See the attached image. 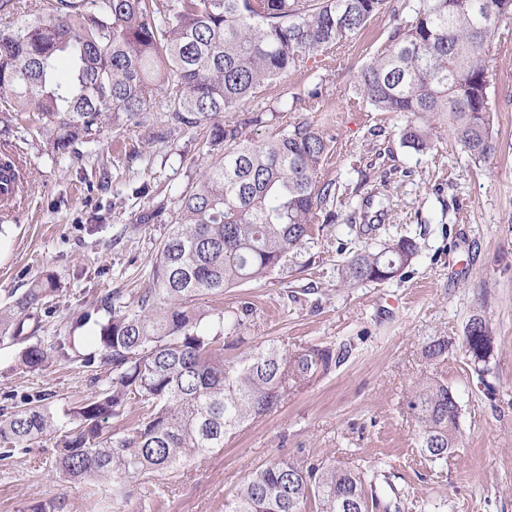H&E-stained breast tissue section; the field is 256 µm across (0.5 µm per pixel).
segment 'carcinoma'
<instances>
[{
  "instance_id": "1",
  "label": "carcinoma",
  "mask_w": 512,
  "mask_h": 512,
  "mask_svg": "<svg viewBox=\"0 0 512 512\" xmlns=\"http://www.w3.org/2000/svg\"><path fill=\"white\" fill-rule=\"evenodd\" d=\"M392 23L381 45L352 74L349 105L361 112L406 117L404 146L435 149L430 118L448 115L460 152L476 164L496 152L488 105L493 73L490 42L512 0H0V112L47 137L61 160L80 156L105 133L139 126L144 114L166 112L178 131L207 128L222 154L177 200L175 219L148 271L147 288L124 300L98 295L97 354L112 379L57 424L42 404L0 414V461L57 435L49 468L74 482L131 480L112 496V512L158 510L164 491L152 478L187 458L224 447L226 436L269 412L291 379L327 372L344 351L308 348L290 354L262 341L236 359L224 346L243 319L201 301L263 279L316 239L321 216L334 217L335 183L321 171L331 140L302 120L272 127L261 140L217 117L237 112L281 85L310 59L334 62L339 50L381 13ZM325 79L292 98L277 94L281 111H321ZM17 147L0 149V170L16 171ZM418 255L410 237L380 250L356 252L341 269L345 285L384 283ZM57 292L53 278L0 307V343H27L22 362L80 358L74 337L42 347L39 301ZM495 336L488 324L471 335L468 357L487 363ZM432 361L448 355V340L429 339ZM447 384L416 385L408 407L421 448L436 462L456 447L460 406ZM127 404L137 421L105 434L104 424ZM377 470L342 468L305 458L273 459L251 472L224 503V512H376L368 494Z\"/></svg>"
}]
</instances>
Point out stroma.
<instances>
[{
	"instance_id": "stroma-1",
	"label": "stroma",
	"mask_w": 512,
	"mask_h": 512,
	"mask_svg": "<svg viewBox=\"0 0 512 512\" xmlns=\"http://www.w3.org/2000/svg\"><path fill=\"white\" fill-rule=\"evenodd\" d=\"M389 25L379 15L354 35L326 74L318 112H281L267 99L268 126L308 120L331 139L333 156L321 176L336 184L335 220L296 265L227 289L219 305L250 313L225 357L271 340L297 353L312 346L346 349L329 372L290 383L274 409L238 429L221 452L194 458L157 475L162 512H224L243 479L274 457L374 465V492L388 512H512V17L504 18L488 56L495 74L490 95L497 150L472 163L456 147L448 124L437 120L438 149L418 154L403 146L391 115L349 108V67L381 42ZM29 175L25 199L0 213V305L52 276L58 291L43 302L42 336L72 335L81 353L97 348L104 312H91L98 294L123 296L146 288V273L173 219L174 203L216 158L205 134L170 130L164 113L83 147L77 162L54 159L39 134L13 130ZM161 207L158 221L140 214ZM362 224L379 225L369 238ZM415 238L419 252L405 275L385 283L345 286L338 267L362 248L385 239ZM90 311L72 326L70 316ZM482 315L494 351L475 370L462 347L471 315ZM447 337L448 356L422 354L426 341ZM21 346L0 344V410L41 400L55 416L77 405L112 372L97 364L53 362L26 367ZM437 379L461 406L457 445L447 459L426 460L407 407L416 383ZM54 446L43 440L29 453L0 464V512H29L49 499L67 512H112L109 480L99 494L45 470Z\"/></svg>"
}]
</instances>
